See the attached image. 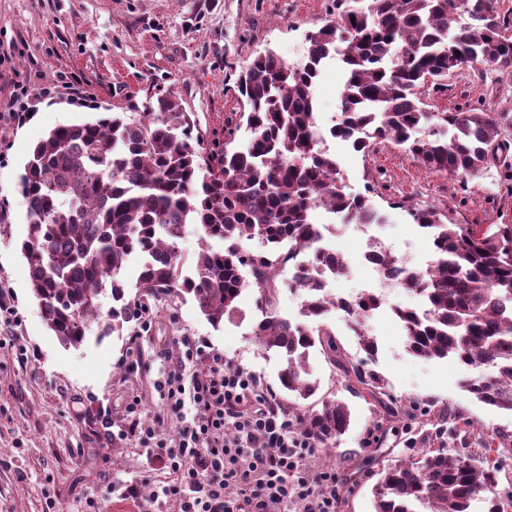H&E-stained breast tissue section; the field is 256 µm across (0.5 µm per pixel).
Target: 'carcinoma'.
<instances>
[{
    "label": "carcinoma",
    "instance_id": "cac0c4a2",
    "mask_svg": "<svg viewBox=\"0 0 512 512\" xmlns=\"http://www.w3.org/2000/svg\"><path fill=\"white\" fill-rule=\"evenodd\" d=\"M497 0H336V21L307 34L303 60L259 53L238 78L245 99L246 148H229L237 127H224V151L207 152L188 115L170 97L136 122L108 113L94 122L53 129L32 149L19 178L26 201L27 237L21 243L32 295L59 340L83 343L100 298H112L103 332L120 334L145 310V300L191 297L215 327L240 315L249 269L263 319L254 330L267 350L281 353V387L297 399L313 396L309 349L320 345L334 362L335 334L280 317L272 307L275 266L322 236L314 214L339 215L344 224L385 216L364 195L344 191L336 155L321 147L314 87L321 66L338 58L346 81L331 135L361 152L376 141L404 147L426 167L456 179L491 167L512 166V143L501 138L512 114L479 108L432 112L421 98L431 84L481 65L512 74V38L503 34ZM427 230L434 259L429 271L405 270L392 253L379 254L388 280L423 297L424 308H398L407 351L421 359L451 357L494 373L462 388L478 401L512 412V225L450 224L428 206L410 210ZM198 225L200 250L186 260L177 240ZM257 238L277 254L245 253L241 241ZM134 298L119 275L134 255ZM292 286L301 291L302 314L317 318L339 310L369 356L377 345L366 320L382 298L347 300L326 295L310 271ZM376 400L380 382L359 367L346 372ZM318 445L336 442L349 424L345 405L326 401L296 419ZM501 512L493 478L481 465L439 448L386 469L374 492L375 512Z\"/></svg>",
    "mask_w": 512,
    "mask_h": 512
}]
</instances>
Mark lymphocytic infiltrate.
Instances as JSON below:
<instances>
[{
    "instance_id": "obj_1",
    "label": "lymphocytic infiltrate",
    "mask_w": 512,
    "mask_h": 512,
    "mask_svg": "<svg viewBox=\"0 0 512 512\" xmlns=\"http://www.w3.org/2000/svg\"><path fill=\"white\" fill-rule=\"evenodd\" d=\"M180 343V359L159 384L173 434H158L137 418L136 404L127 407V435L140 437L168 473L171 512H288L295 502L304 512H336L335 473L322 468L311 436L270 405L260 377L206 354L193 337ZM197 360L202 368L186 373Z\"/></svg>"
}]
</instances>
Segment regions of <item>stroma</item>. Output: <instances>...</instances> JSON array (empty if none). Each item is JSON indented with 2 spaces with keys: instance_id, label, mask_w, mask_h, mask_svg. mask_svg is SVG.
Segmentation results:
<instances>
[{
  "instance_id": "1",
  "label": "stroma",
  "mask_w": 512,
  "mask_h": 512,
  "mask_svg": "<svg viewBox=\"0 0 512 512\" xmlns=\"http://www.w3.org/2000/svg\"><path fill=\"white\" fill-rule=\"evenodd\" d=\"M335 18V0H0V204L8 214L0 222V290L10 293L20 317L0 326V512H153L166 473L140 440L121 432L132 402L140 419L172 432L158 383L180 354L183 335L205 339L229 365L255 372L288 418L321 409L327 400L347 405V430L320 451L336 474V512H374L380 469L439 447L493 468L496 494L512 501V414L462 389L477 369L407 352L388 309L420 305L404 289H382L386 305L367 321L375 357L366 356L342 312L325 317L340 361L311 349L308 362L319 388L306 400L281 390L283 358L253 334L262 318L256 286L244 291L238 321L216 328L191 299L162 298L150 303V329L132 322L122 334L105 335L95 322L77 347L63 345L48 329L32 297L20 250L26 202L17 183L39 140L56 127L93 121L105 109L139 119L158 97L171 95L205 141L223 143L225 122L238 120L243 110L238 75L256 54L270 49L299 62L306 35ZM343 83L340 63L327 61L315 86L322 128L339 110ZM20 85L28 89L30 111L16 125L5 114ZM422 96L435 112L479 105L512 113V77L467 68L450 75L445 88L425 86ZM328 145L341 164L346 193L370 195L385 210L387 220L376 232L413 266H427L433 252L411 208L437 206L452 224H512V169L494 167L463 182L387 141L366 153L338 139ZM336 245L351 268L337 280L336 293L355 294L379 280L361 263L364 244L351 228H339ZM24 349L31 358L21 357ZM345 364L362 365L380 379L397 414L358 394L343 376ZM131 485L140 491L138 500L124 496Z\"/></svg>"
}]
</instances>
